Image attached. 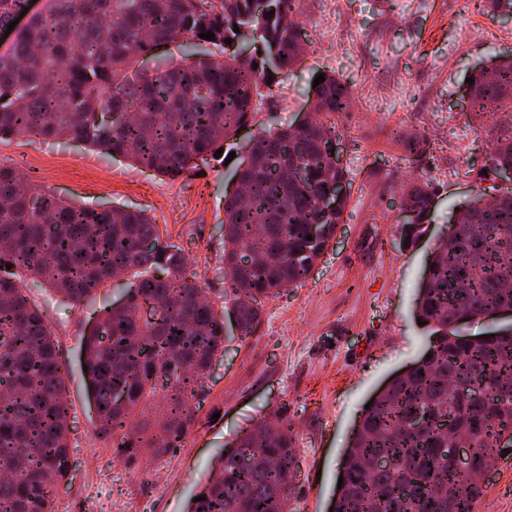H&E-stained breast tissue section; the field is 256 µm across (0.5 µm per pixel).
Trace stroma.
<instances>
[{"instance_id":"1","label":"stroma","mask_w":512,"mask_h":512,"mask_svg":"<svg viewBox=\"0 0 512 512\" xmlns=\"http://www.w3.org/2000/svg\"><path fill=\"white\" fill-rule=\"evenodd\" d=\"M299 63L258 98L251 131L230 140L241 151L252 130L309 120L318 72L349 83L353 110L335 120L350 186L343 220L299 287L267 299L253 336H227L224 356L206 377L196 423L177 453L143 458L133 468L112 457L94 432L81 345L101 307L122 302L101 287L93 305L72 306L49 287L29 298L60 345L68 407L67 483L55 512H187L230 442L274 410L296 432L297 512H329L349 438L371 398L413 365L429 344L413 312L436 236L461 205L487 184L480 179L490 133L503 115L475 116L466 97L472 68L512 55V11L488 0H341L328 16L324 0H304ZM479 29L483 38L464 39ZM422 134L432 153L413 167L393 131ZM0 167L33 178L43 191L86 208L145 210L162 237L182 248L186 271L215 311L224 309V196L231 167L207 159L172 180L78 142L35 135L0 142ZM435 190L429 228L405 234L404 184ZM476 512H512V449L490 473Z\"/></svg>"}]
</instances>
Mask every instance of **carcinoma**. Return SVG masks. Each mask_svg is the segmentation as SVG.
<instances>
[{
    "label": "carcinoma",
    "instance_id": "carcinoma-1",
    "mask_svg": "<svg viewBox=\"0 0 512 512\" xmlns=\"http://www.w3.org/2000/svg\"><path fill=\"white\" fill-rule=\"evenodd\" d=\"M51 2L0 56V141L33 134L80 142L169 178L198 158L216 159L303 50L301 0ZM26 5L0 0V27ZM208 31L217 54L199 48ZM177 39L183 57L159 62L152 74L129 73L134 56ZM471 77L475 114L512 101L511 59L492 58ZM312 100L314 119L257 133L251 163L234 161L245 195L224 198V278L242 338L259 325L262 301L310 276L347 206L348 196L336 195L337 184L349 183L331 152L336 126L322 116L352 111L353 94L327 74ZM392 137L414 164L430 153L424 137ZM490 151L491 170L512 167V115ZM408 189L418 236L433 192L419 181ZM323 198L332 205L321 207ZM185 267L182 249L143 212L76 207L0 168V470L10 472L0 476V512H55L53 489L68 478L66 368L18 271L75 306L94 302L109 283L121 290L125 302L104 308L84 337L82 365L97 437L116 460L136 464L185 444L194 402L224 354V317ZM152 303L166 308L159 325L141 314ZM502 305L512 307V189L496 205L475 195L463 220L435 239L414 309L431 337L430 359L420 357L416 371L394 378L363 410L332 512H475L486 487L449 481L444 448L459 428L483 458L499 456L502 438L512 443V331L460 334ZM157 406L163 416L153 426L145 415ZM382 457L385 469L376 465ZM297 468L288 419L251 427L223 450L191 512H294Z\"/></svg>",
    "mask_w": 512,
    "mask_h": 512
}]
</instances>
